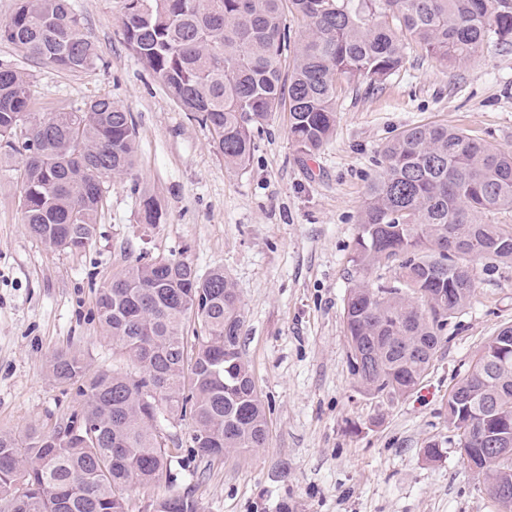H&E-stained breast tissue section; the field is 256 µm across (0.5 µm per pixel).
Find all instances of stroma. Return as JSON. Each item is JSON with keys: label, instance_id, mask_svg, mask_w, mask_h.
I'll use <instances>...</instances> for the list:
<instances>
[{"label": "stroma", "instance_id": "1", "mask_svg": "<svg viewBox=\"0 0 512 512\" xmlns=\"http://www.w3.org/2000/svg\"><path fill=\"white\" fill-rule=\"evenodd\" d=\"M95 43L92 70L68 73L0 42V64L30 74L37 115L108 97L133 116L140 146L131 175L108 184L96 236L82 251H51L20 207L21 157H0V431L53 427L79 402L46 362L67 349L92 370H129L102 334L99 286L141 258L173 257L235 284L241 350L268 420L264 447L198 455L190 418L161 415L170 478L134 484L129 512L187 494L199 512H502L458 448L445 411L452 385L485 341L512 324V267L474 263L475 292L453 318L419 386L386 409L364 395L347 362L343 308L352 283L393 279L396 265L362 274L351 262L385 144L423 123L448 124L512 151V43L490 41L454 65L407 50L376 89L342 81L336 129L320 151H298L288 115L256 132L246 170L232 172L207 128L183 112L129 53L123 0H71ZM164 217L139 221L142 193ZM442 450L428 460L427 445Z\"/></svg>", "mask_w": 512, "mask_h": 512}]
</instances>
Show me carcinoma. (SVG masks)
Masks as SVG:
<instances>
[{"label": "carcinoma", "mask_w": 512, "mask_h": 512, "mask_svg": "<svg viewBox=\"0 0 512 512\" xmlns=\"http://www.w3.org/2000/svg\"><path fill=\"white\" fill-rule=\"evenodd\" d=\"M306 30L291 45L287 14ZM127 49L183 111L207 127L233 171L246 169L255 131L277 112L307 155L336 125L343 80L380 86L406 63L412 43L449 63L491 38L512 40V0H124ZM0 41L24 56L78 73L98 61L70 0H18L0 19ZM30 76L0 65V150L23 156L20 203L31 234L50 250L81 251L96 235L106 182L131 174L139 133L107 98L47 118L28 112ZM351 261L362 272L398 263L392 283L357 280L343 324L360 390L386 405L418 386L448 322L475 291L473 261L512 266V152L444 124L402 131L382 152ZM140 218L159 224L158 200L142 193ZM103 334L135 376L92 372L55 352L59 383L79 384V408L45 431L0 432V512H128L133 483L160 482L169 448L156 414L190 413L193 443L207 458L265 445L267 421L240 345L244 319L221 269L185 259L137 262L97 289ZM199 329L184 335L187 322ZM459 448L490 495L512 508V325L474 356L448 396ZM156 512H197L170 495Z\"/></svg>", "instance_id": "cac0c4a2"}]
</instances>
